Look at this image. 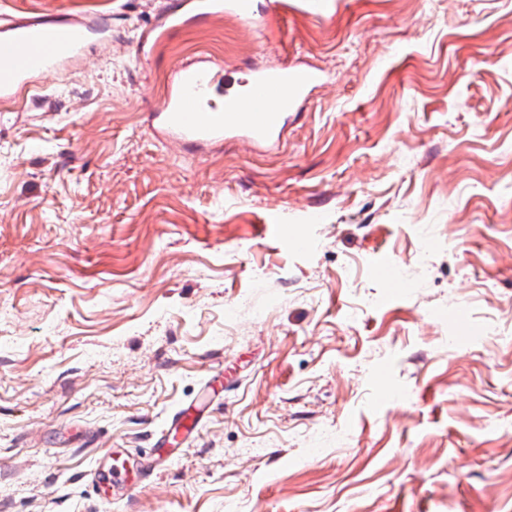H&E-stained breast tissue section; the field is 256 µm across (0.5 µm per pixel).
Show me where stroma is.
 Instances as JSON below:
<instances>
[{
  "mask_svg": "<svg viewBox=\"0 0 512 512\" xmlns=\"http://www.w3.org/2000/svg\"><path fill=\"white\" fill-rule=\"evenodd\" d=\"M299 3L0 0L103 27L0 100V512H512V0ZM193 62L323 83L173 148ZM223 6L216 1L203 0H180L176 2L174 14L177 18L182 17L183 23L192 19L202 18L210 10ZM108 456L104 459V457ZM126 454L123 450L117 448L112 451H108L102 456L99 461L96 462L94 468L89 473V478L93 484H100L103 479V468H110L112 470H124L126 471Z\"/></svg>",
  "mask_w": 512,
  "mask_h": 512,
  "instance_id": "1",
  "label": "stroma"
}]
</instances>
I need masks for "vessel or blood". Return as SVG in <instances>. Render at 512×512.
Masks as SVG:
<instances>
[{"label":"vessel or blood","instance_id":"vessel-or-blood-1","mask_svg":"<svg viewBox=\"0 0 512 512\" xmlns=\"http://www.w3.org/2000/svg\"><path fill=\"white\" fill-rule=\"evenodd\" d=\"M213 0H177L174 14L189 21L214 9ZM89 29L65 15L34 17L0 26V96H12L16 85L31 76L61 68L81 53ZM314 71H298L284 65L255 74L245 90L230 89L229 74L209 65H186L163 99L152 122L161 138L192 147H204L226 138L242 137L256 144L280 141L289 116L305 92L320 84ZM223 93L224 106L210 107L215 93ZM126 454L113 450L99 459L89 473L100 483L104 469H125Z\"/></svg>","mask_w":512,"mask_h":512}]
</instances>
